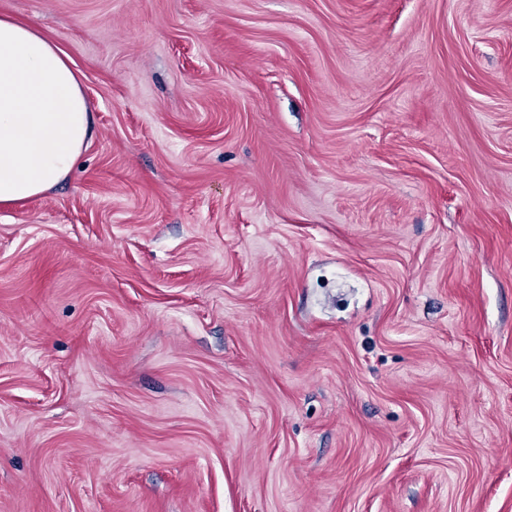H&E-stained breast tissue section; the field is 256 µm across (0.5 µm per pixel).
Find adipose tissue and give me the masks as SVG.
<instances>
[{
  "instance_id": "obj_1",
  "label": "adipose tissue",
  "mask_w": 512,
  "mask_h": 512,
  "mask_svg": "<svg viewBox=\"0 0 512 512\" xmlns=\"http://www.w3.org/2000/svg\"><path fill=\"white\" fill-rule=\"evenodd\" d=\"M92 132L66 53L34 23L0 15V208L65 178Z\"/></svg>"
}]
</instances>
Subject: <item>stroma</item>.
Instances as JSON below:
<instances>
[{"mask_svg": "<svg viewBox=\"0 0 512 512\" xmlns=\"http://www.w3.org/2000/svg\"><path fill=\"white\" fill-rule=\"evenodd\" d=\"M95 133L0 209V512H512V0H0Z\"/></svg>", "mask_w": 512, "mask_h": 512, "instance_id": "obj_1", "label": "stroma"}]
</instances>
